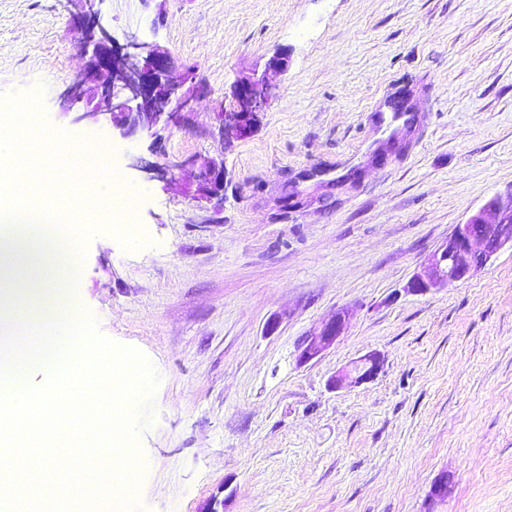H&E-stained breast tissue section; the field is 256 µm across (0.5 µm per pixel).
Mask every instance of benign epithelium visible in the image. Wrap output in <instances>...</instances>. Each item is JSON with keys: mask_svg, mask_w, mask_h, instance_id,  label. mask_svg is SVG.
Here are the masks:
<instances>
[{"mask_svg": "<svg viewBox=\"0 0 512 512\" xmlns=\"http://www.w3.org/2000/svg\"><path fill=\"white\" fill-rule=\"evenodd\" d=\"M81 5L78 27L84 65L60 95L59 107L67 112L78 103L83 110L75 121L112 127L127 134L148 130L153 135L181 125L192 111L195 85L189 73L170 76L168 52L158 44L130 40L115 47L100 22L98 0H76ZM271 85L265 77H243L233 90V104L216 113L219 130L230 129L236 138L252 136L259 114L269 100ZM199 198L224 201V161L211 160L198 172ZM512 248V191L490 198L475 214L429 255L404 292L423 295L465 282L481 271L504 247ZM353 311L342 308L323 326L307 335L298 362L306 364L320 356L343 335ZM383 368L376 352L365 354L340 370L330 380L334 389L373 380Z\"/></svg>", "mask_w": 512, "mask_h": 512, "instance_id": "obj_1", "label": "benign epithelium"}]
</instances>
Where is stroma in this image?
<instances>
[{"label":"stroma","instance_id":"35a3bbf8","mask_svg":"<svg viewBox=\"0 0 512 512\" xmlns=\"http://www.w3.org/2000/svg\"><path fill=\"white\" fill-rule=\"evenodd\" d=\"M75 12L0 0V96L41 90L35 119L92 138L134 193L147 245L92 236L74 306L158 376L136 442L143 512L215 498L223 512H512V249L464 283L404 292L512 189V0H103L116 44L197 67L193 112L159 140L60 112L83 64ZM279 50L288 69L255 134H218L237 80ZM402 94L416 122L395 135L376 114ZM211 159L220 204L190 194ZM346 307L344 335L298 363ZM370 351L385 359L374 380L329 388ZM444 473L452 491L430 502ZM352 315L351 309H340L320 329L307 335L301 344L298 362L306 364L334 345L343 335Z\"/></svg>","mask_w":512,"mask_h":512}]
</instances>
